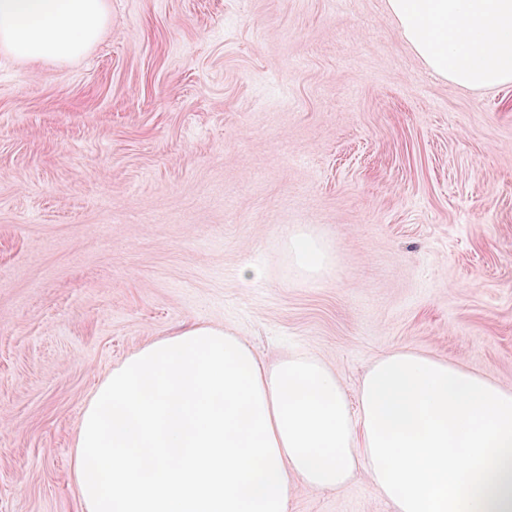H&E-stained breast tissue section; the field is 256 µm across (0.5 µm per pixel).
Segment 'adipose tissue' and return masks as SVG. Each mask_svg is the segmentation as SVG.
I'll return each mask as SVG.
<instances>
[{
  "instance_id": "adipose-tissue-1",
  "label": "adipose tissue",
  "mask_w": 512,
  "mask_h": 512,
  "mask_svg": "<svg viewBox=\"0 0 512 512\" xmlns=\"http://www.w3.org/2000/svg\"><path fill=\"white\" fill-rule=\"evenodd\" d=\"M433 74L512 82V0H388ZM106 0H0V51L68 61L99 41ZM286 247L312 276L329 247ZM365 470L394 512H512V389L400 349L356 398L309 353L272 365L242 337L193 325L129 355L97 386L73 451L81 512H287L298 489Z\"/></svg>"
}]
</instances>
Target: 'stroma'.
Listing matches in <instances>:
<instances>
[{
  "label": "stroma",
  "instance_id": "obj_1",
  "mask_svg": "<svg viewBox=\"0 0 512 512\" xmlns=\"http://www.w3.org/2000/svg\"><path fill=\"white\" fill-rule=\"evenodd\" d=\"M108 9L72 62L0 54V512H80L96 385L194 324L351 394L402 348L512 389V84L431 76L387 0ZM288 512L392 510L360 472ZM286 247L299 268L309 275L320 276L331 267L329 247L305 229L296 230L288 238Z\"/></svg>",
  "mask_w": 512,
  "mask_h": 512
}]
</instances>
